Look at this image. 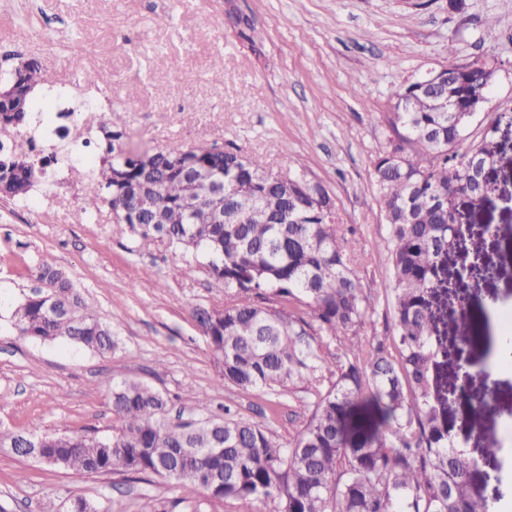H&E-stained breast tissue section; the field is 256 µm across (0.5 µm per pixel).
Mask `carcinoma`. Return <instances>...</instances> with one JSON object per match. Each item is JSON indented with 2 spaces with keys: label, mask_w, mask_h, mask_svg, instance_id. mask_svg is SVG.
<instances>
[{
  "label": "carcinoma",
  "mask_w": 512,
  "mask_h": 512,
  "mask_svg": "<svg viewBox=\"0 0 512 512\" xmlns=\"http://www.w3.org/2000/svg\"><path fill=\"white\" fill-rule=\"evenodd\" d=\"M81 76L94 87L112 82L103 70ZM50 83L37 61L20 62L0 81L11 89L0 96V123L18 133L30 125V89ZM489 91L475 68L434 85L415 80L394 94L373 162L393 284V336L377 342L360 335L376 302L350 267L335 202L321 183L311 198L304 174L270 171L264 157L234 145L220 152L204 132L150 155L146 172L125 150L120 111L107 121L89 116L86 123L103 133L106 166L90 173L86 195L104 199L142 238L201 255L231 292L227 304L193 310L224 383L276 398L303 393L309 415L286 445L228 409L222 418L172 424L163 393L123 379L112 384V435L0 429V447L76 478L120 472L172 480L187 501L199 494L232 505L264 500L277 503L275 512H497L470 491L479 459L457 446L447 411L448 397L462 398L475 425L494 390L472 398L463 387L447 396L434 386L441 340L431 310L444 257L489 272L479 252L459 248L469 209L498 191L472 176L496 137L462 148L472 122L465 109ZM57 162L54 153L0 156V194L25 195ZM220 196L224 217L211 220ZM136 200L139 213L128 208ZM258 210L267 218H256ZM36 278L40 286L13 312L20 335L112 352V327L61 270L44 264ZM474 293L444 289L461 344L469 340Z\"/></svg>",
  "instance_id": "carcinoma-1"
}]
</instances>
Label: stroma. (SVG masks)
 <instances>
[{
  "mask_svg": "<svg viewBox=\"0 0 512 512\" xmlns=\"http://www.w3.org/2000/svg\"><path fill=\"white\" fill-rule=\"evenodd\" d=\"M249 15L257 44L241 40L229 7ZM11 16L18 51L0 55V74L22 59L54 70L51 87L36 88L31 109L53 106L82 113H124L127 144L160 150L196 141L234 143L263 155L269 168L299 169L335 201L354 267L378 304L362 336L392 333V283L381 241L373 161L384 144L381 118L398 87L427 69L491 56L501 65L492 111L512 109V0H0ZM499 18L487 28L485 17ZM90 43L93 58H77ZM223 72L212 69L215 57ZM111 73L109 86H86L81 69ZM360 96H353L352 88ZM496 179L508 193L477 212L463 249L480 250L495 273L480 283L469 310V344L448 338L443 382L460 386L457 367L479 370L501 347L496 311L512 309V134L500 135ZM89 171L48 167L26 196H0V427L50 432L111 433L109 394L134 379L168 395L173 412L191 418L200 394L211 415L225 410L253 421L271 413L280 442L302 428L308 411L292 397L270 405L266 395L225 385L197 306L224 304L223 284L202 258L135 234L107 202L86 196ZM45 263L63 269L90 310L118 340L100 355L67 342L18 335L12 312L35 286ZM495 409L469 430L462 402L448 404L456 440L476 451L488 434L512 429V367L492 371ZM474 493L512 504V448L481 461ZM78 497L106 512H232L200 498L180 500L175 482L121 473L82 479L0 448V512H68Z\"/></svg>",
  "mask_w": 512,
  "mask_h": 512,
  "instance_id": "obj_1",
  "label": "stroma"
}]
</instances>
